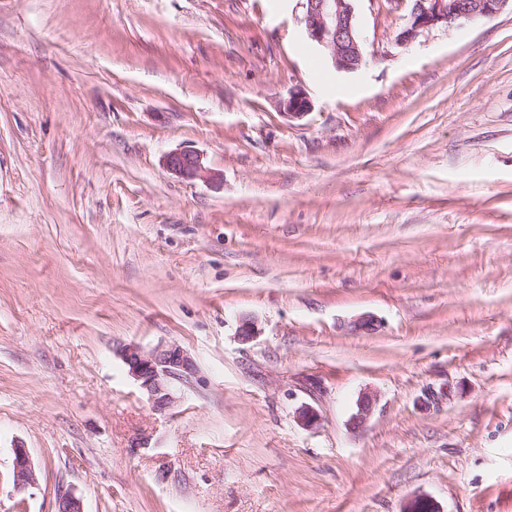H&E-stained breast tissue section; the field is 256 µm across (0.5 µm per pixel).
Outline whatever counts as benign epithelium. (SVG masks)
I'll return each mask as SVG.
<instances>
[{"label": "benign epithelium", "mask_w": 512, "mask_h": 512, "mask_svg": "<svg viewBox=\"0 0 512 512\" xmlns=\"http://www.w3.org/2000/svg\"><path fill=\"white\" fill-rule=\"evenodd\" d=\"M354 0H302L301 22L308 40L323 51L333 66L341 72H354L364 63L360 36L355 21ZM512 9V0H412L406 26L395 44L406 47L423 32L438 26H452L463 20L491 18L506 9ZM312 104L301 89H293L283 102L285 115L290 119L304 117ZM170 173L186 181L201 180L210 185L222 182V175L203 163L202 156L191 150L174 151L163 161ZM119 356L147 397L151 409L163 414L175 403L174 384L189 380L195 365L188 353L176 343H160L150 350L136 344L119 349ZM374 397L363 394L357 401V412L352 427L360 429L372 413ZM297 421L306 428L319 422L317 411L302 405L296 410ZM12 476L14 487L26 490L37 484L36 471L27 448L13 449ZM58 512H84L81 497L64 493L58 500ZM403 512H439L433 500L416 497Z\"/></svg>", "instance_id": "7a95c632"}]
</instances>
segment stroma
<instances>
[{
    "mask_svg": "<svg viewBox=\"0 0 512 512\" xmlns=\"http://www.w3.org/2000/svg\"><path fill=\"white\" fill-rule=\"evenodd\" d=\"M354 7L344 73L300 0H0V512H512V12ZM412 6L406 26L395 44L407 47L423 32L438 26H452L462 20L491 18L506 9L512 11L511 0H411ZM312 104L302 89H293L289 92L288 98L283 102V112L288 119H299L304 117L310 110ZM163 165L167 171L186 181L201 180L210 185L222 182V175L206 167L202 156L195 151L171 152L164 157ZM118 353L156 413L171 409L176 399L174 384L187 382L195 373L192 358L176 343H160L150 350L127 344ZM12 476L17 490H26L37 484L36 471L28 448L19 446L13 450Z\"/></svg>",
    "mask_w": 512,
    "mask_h": 512,
    "instance_id": "stroma-1",
    "label": "stroma"
}]
</instances>
